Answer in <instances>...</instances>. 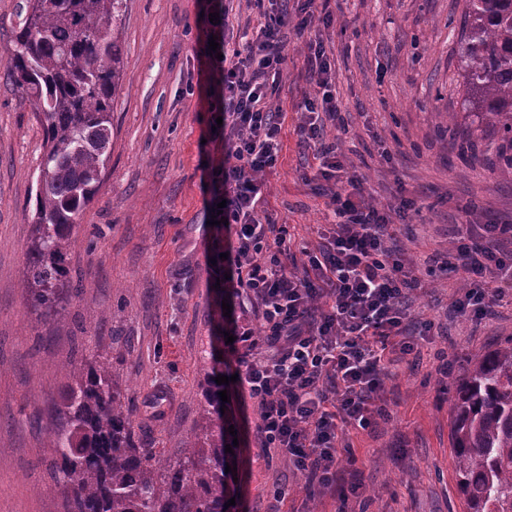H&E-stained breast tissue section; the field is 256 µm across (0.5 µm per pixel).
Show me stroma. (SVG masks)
<instances>
[{
  "label": "stroma",
  "mask_w": 512,
  "mask_h": 512,
  "mask_svg": "<svg viewBox=\"0 0 512 512\" xmlns=\"http://www.w3.org/2000/svg\"><path fill=\"white\" fill-rule=\"evenodd\" d=\"M224 0H125L122 87L112 104L111 156L79 219L67 257L72 298L63 319L30 305L24 212L46 150L27 96L0 78V512H66L51 442L62 366L108 358L123 379L138 443L174 463L205 406L206 370L227 345L219 257L224 231L208 223L213 171L224 152L210 13ZM464 0H290L300 38L287 40L271 83L282 112L280 150L261 179L262 207L285 226L296 266L308 265L333 219L319 161L300 129L314 91L308 46L335 75L336 144L363 195L391 222L398 257L419 282L411 314L417 347L385 362V410L367 427H339L335 484L309 481L277 449L260 448L252 407L230 401L224 423L233 512H464L450 448L454 386L485 351L512 336V290L486 288L490 318L453 307L474 288L440 270L466 229L512 220V151L500 131L465 117L460 69Z\"/></svg>",
  "instance_id": "1"
}]
</instances>
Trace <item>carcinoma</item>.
Here are the masks:
<instances>
[{
  "mask_svg": "<svg viewBox=\"0 0 512 512\" xmlns=\"http://www.w3.org/2000/svg\"><path fill=\"white\" fill-rule=\"evenodd\" d=\"M122 7L123 0H30L5 65L41 115L48 146L25 261L31 304L52 319L66 312L74 227L110 156ZM462 34L472 122L512 134V0H464ZM217 364L199 433L163 468L134 438L112 365L94 358L66 367L53 479L68 493V512H230ZM450 440L465 512H512V338L457 382Z\"/></svg>",
  "mask_w": 512,
  "mask_h": 512,
  "instance_id": "1",
  "label": "carcinoma"
}]
</instances>
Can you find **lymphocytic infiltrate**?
I'll use <instances>...</instances> for the list:
<instances>
[{"instance_id": "f902f5d3", "label": "lymphocytic infiltrate", "mask_w": 512, "mask_h": 512, "mask_svg": "<svg viewBox=\"0 0 512 512\" xmlns=\"http://www.w3.org/2000/svg\"><path fill=\"white\" fill-rule=\"evenodd\" d=\"M268 3L252 40L232 52L231 66L220 60L227 51L228 10H220L213 28L224 156L216 168L222 190L209 212L228 221L224 300L232 312L224 330L248 350H277L250 361L228 358L224 365L233 368L237 391L257 411L261 446L280 449L297 469L326 483L337 474L338 423L366 425L371 406L382 399L384 347L403 354L414 348L405 303L418 282L384 246L387 217L362 192H346L341 184L331 195L334 223L309 258L315 279L289 272L285 240L258 208L259 177L273 167L281 133L279 114L267 98L268 74L282 62L286 35L302 36L304 26L291 24L288 0ZM314 61L322 101L303 102L313 138L320 118L337 115L323 51L315 52ZM317 106L322 115L314 114ZM506 236L512 237L511 224L489 225L481 239L458 242L456 258L472 276L512 282V252L495 247ZM248 307L256 320L252 326L239 322V311Z\"/></svg>"}]
</instances>
